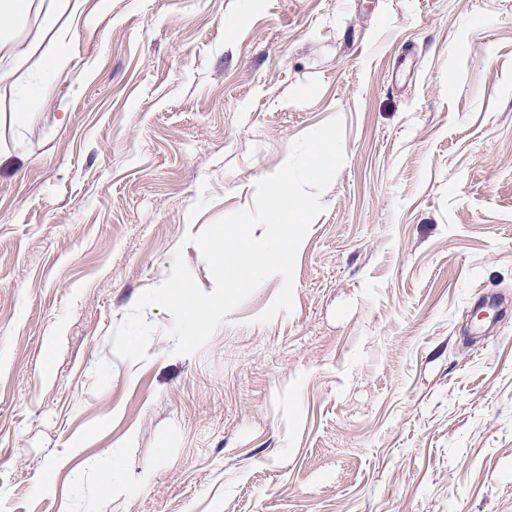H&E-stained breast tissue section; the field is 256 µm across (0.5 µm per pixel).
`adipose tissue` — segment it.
Listing matches in <instances>:
<instances>
[{"instance_id": "adipose-tissue-1", "label": "adipose tissue", "mask_w": 512, "mask_h": 512, "mask_svg": "<svg viewBox=\"0 0 512 512\" xmlns=\"http://www.w3.org/2000/svg\"><path fill=\"white\" fill-rule=\"evenodd\" d=\"M86 0H0V152L7 150L8 128L26 114L36 112L55 80L68 72L73 58L63 47ZM38 17L35 34H27L25 22Z\"/></svg>"}]
</instances>
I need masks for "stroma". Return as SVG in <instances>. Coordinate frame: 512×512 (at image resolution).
Instances as JSON below:
<instances>
[{"mask_svg": "<svg viewBox=\"0 0 512 512\" xmlns=\"http://www.w3.org/2000/svg\"><path fill=\"white\" fill-rule=\"evenodd\" d=\"M68 49L0 157V512H512V0H87ZM335 118L293 311L116 358Z\"/></svg>", "mask_w": 512, "mask_h": 512, "instance_id": "obj_1", "label": "stroma"}]
</instances>
